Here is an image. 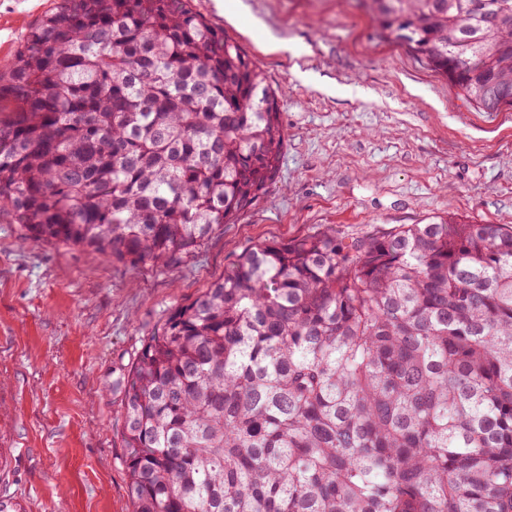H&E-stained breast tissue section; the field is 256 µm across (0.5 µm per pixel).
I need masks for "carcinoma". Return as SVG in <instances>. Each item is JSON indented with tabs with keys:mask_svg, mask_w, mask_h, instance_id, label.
<instances>
[{
	"mask_svg": "<svg viewBox=\"0 0 512 512\" xmlns=\"http://www.w3.org/2000/svg\"><path fill=\"white\" fill-rule=\"evenodd\" d=\"M477 107L512 106V0H367ZM279 95L192 0H59L0 74V213L165 267L274 179ZM134 512H512V226L258 243L124 377Z\"/></svg>",
	"mask_w": 512,
	"mask_h": 512,
	"instance_id": "carcinoma-1",
	"label": "carcinoma"
}]
</instances>
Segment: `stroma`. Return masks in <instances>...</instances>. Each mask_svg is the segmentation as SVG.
Returning <instances> with one entry per match:
<instances>
[{
  "label": "stroma",
  "instance_id": "1",
  "mask_svg": "<svg viewBox=\"0 0 512 512\" xmlns=\"http://www.w3.org/2000/svg\"><path fill=\"white\" fill-rule=\"evenodd\" d=\"M195 8L282 93L275 179L235 223L162 269L27 240L0 215V493L29 512H133L120 381L180 304L257 242L451 214L512 225V108L486 112L403 45L378 41L361 0ZM56 0H0V67Z\"/></svg>",
  "mask_w": 512,
  "mask_h": 512
}]
</instances>
